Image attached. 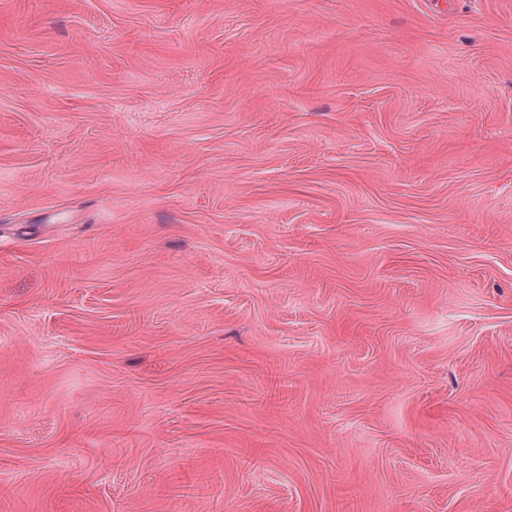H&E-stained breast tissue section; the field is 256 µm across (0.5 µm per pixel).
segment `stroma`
<instances>
[{"label": "stroma", "instance_id": "obj_1", "mask_svg": "<svg viewBox=\"0 0 512 512\" xmlns=\"http://www.w3.org/2000/svg\"><path fill=\"white\" fill-rule=\"evenodd\" d=\"M0 512H512V0H0Z\"/></svg>", "mask_w": 512, "mask_h": 512}]
</instances>
